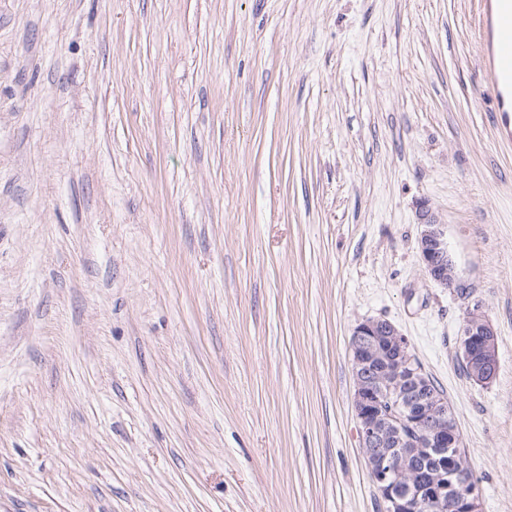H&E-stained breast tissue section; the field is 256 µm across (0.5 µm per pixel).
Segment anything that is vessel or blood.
I'll return each mask as SVG.
<instances>
[{"mask_svg": "<svg viewBox=\"0 0 512 512\" xmlns=\"http://www.w3.org/2000/svg\"><path fill=\"white\" fill-rule=\"evenodd\" d=\"M482 32L486 41L482 68L502 105L512 99V0H490Z\"/></svg>", "mask_w": 512, "mask_h": 512, "instance_id": "obj_1", "label": "vessel or blood"}]
</instances>
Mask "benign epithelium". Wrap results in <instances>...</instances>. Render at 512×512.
<instances>
[{"label": "benign epithelium", "mask_w": 512, "mask_h": 512, "mask_svg": "<svg viewBox=\"0 0 512 512\" xmlns=\"http://www.w3.org/2000/svg\"><path fill=\"white\" fill-rule=\"evenodd\" d=\"M421 232L418 241L429 279L439 288L456 293L461 279L448 252L444 224L427 202L418 204ZM463 300L462 350L471 380L488 384L499 369L496 333L481 301L469 294ZM356 388L353 405L361 448L372 480L385 504V512H418L424 504L432 512H480L477 482L464 469L462 438L444 395L421 397L417 389L399 395L397 413L386 407L381 392L363 382L364 371L376 363L396 379L418 383L420 369L408 353L407 337L391 322L366 319L352 334ZM411 445L434 461L428 481H415L396 449Z\"/></svg>", "instance_id": "benign-epithelium-1"}]
</instances>
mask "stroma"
<instances>
[{
	"instance_id": "stroma-1",
	"label": "stroma",
	"mask_w": 512,
	"mask_h": 512,
	"mask_svg": "<svg viewBox=\"0 0 512 512\" xmlns=\"http://www.w3.org/2000/svg\"><path fill=\"white\" fill-rule=\"evenodd\" d=\"M483 0H0V512H384L394 323L512 512V112ZM445 224L500 369L466 377ZM418 215L421 226L419 251L429 279L437 287L458 294L461 279L448 252L444 224L426 201L419 202ZM458 295L464 306L459 336H463L461 347L468 363L469 377L477 383L488 384L495 379L499 369L497 335L482 302L472 300L467 292Z\"/></svg>"
}]
</instances>
